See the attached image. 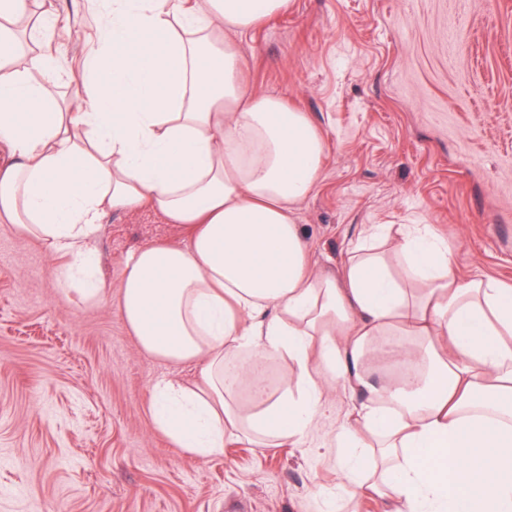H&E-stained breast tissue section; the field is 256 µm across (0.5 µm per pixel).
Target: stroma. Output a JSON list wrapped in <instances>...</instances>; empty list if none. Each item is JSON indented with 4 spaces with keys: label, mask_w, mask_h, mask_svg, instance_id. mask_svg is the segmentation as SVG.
I'll list each match as a JSON object with an SVG mask.
<instances>
[{
    "label": "stroma",
    "mask_w": 512,
    "mask_h": 512,
    "mask_svg": "<svg viewBox=\"0 0 512 512\" xmlns=\"http://www.w3.org/2000/svg\"><path fill=\"white\" fill-rule=\"evenodd\" d=\"M55 0L56 43L78 77L97 21ZM250 87L308 112L326 157L298 207L312 258L338 270L370 224H428L456 273L512 285V0H294L245 35ZM95 247L118 286L128 252L180 242L149 211L114 212ZM41 245L0 228V512H320L335 490L329 398L301 446H227L203 459L151 418L165 373L116 304L64 294Z\"/></svg>",
    "instance_id": "35a3bbf8"
}]
</instances>
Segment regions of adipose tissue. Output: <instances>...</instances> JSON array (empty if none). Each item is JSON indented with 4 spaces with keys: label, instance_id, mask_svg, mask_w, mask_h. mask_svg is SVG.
<instances>
[{
    "label": "adipose tissue",
    "instance_id": "obj_1",
    "mask_svg": "<svg viewBox=\"0 0 512 512\" xmlns=\"http://www.w3.org/2000/svg\"><path fill=\"white\" fill-rule=\"evenodd\" d=\"M291 7L86 0L99 27L67 83L53 0H0V223L46 248L65 292L115 302L143 352L195 367L152 387L174 447L303 443L336 389L362 397L335 433L345 497L512 512V286L458 277L427 224L371 225L338 272L317 268L297 207L324 137L250 88L238 42ZM141 210L183 240L131 251L111 289L102 219ZM276 358L288 370L271 383Z\"/></svg>",
    "mask_w": 512,
    "mask_h": 512
}]
</instances>
